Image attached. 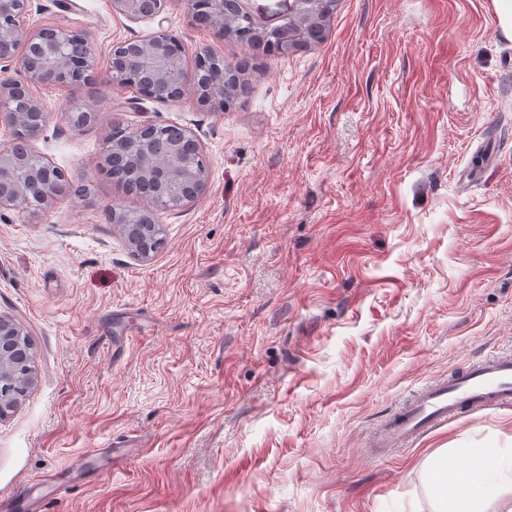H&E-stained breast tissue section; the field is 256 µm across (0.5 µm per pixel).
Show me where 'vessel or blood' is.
Segmentation results:
<instances>
[{
	"instance_id": "b4317fda",
	"label": "vessel or blood",
	"mask_w": 512,
	"mask_h": 512,
	"mask_svg": "<svg viewBox=\"0 0 512 512\" xmlns=\"http://www.w3.org/2000/svg\"><path fill=\"white\" fill-rule=\"evenodd\" d=\"M508 404H512V354L492 356L421 387L382 424L373 441L388 451L403 448L448 419Z\"/></svg>"
}]
</instances>
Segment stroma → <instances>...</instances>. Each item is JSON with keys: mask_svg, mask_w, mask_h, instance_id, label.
I'll return each mask as SVG.
<instances>
[{"mask_svg": "<svg viewBox=\"0 0 512 512\" xmlns=\"http://www.w3.org/2000/svg\"><path fill=\"white\" fill-rule=\"evenodd\" d=\"M46 24L101 60L163 30L190 63L243 54L184 0L137 21L29 0L27 27ZM249 83L222 112L36 89L30 151L89 191L0 209V316L34 370L0 420L1 499L42 480L33 512H432L430 454L512 447L511 405L371 450L414 390L512 352V37L493 0H340L322 44L255 51ZM116 118L188 128L209 172L158 213L147 259L109 215L147 206L100 165Z\"/></svg>", "mask_w": 512, "mask_h": 512, "instance_id": "obj_1", "label": "stroma"}]
</instances>
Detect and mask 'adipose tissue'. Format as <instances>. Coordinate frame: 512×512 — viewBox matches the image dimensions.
Wrapping results in <instances>:
<instances>
[{
	"label": "adipose tissue",
	"mask_w": 512,
	"mask_h": 512,
	"mask_svg": "<svg viewBox=\"0 0 512 512\" xmlns=\"http://www.w3.org/2000/svg\"><path fill=\"white\" fill-rule=\"evenodd\" d=\"M427 467L459 485L448 494L429 486L435 512H512V448H440Z\"/></svg>",
	"instance_id": "1"
}]
</instances>
